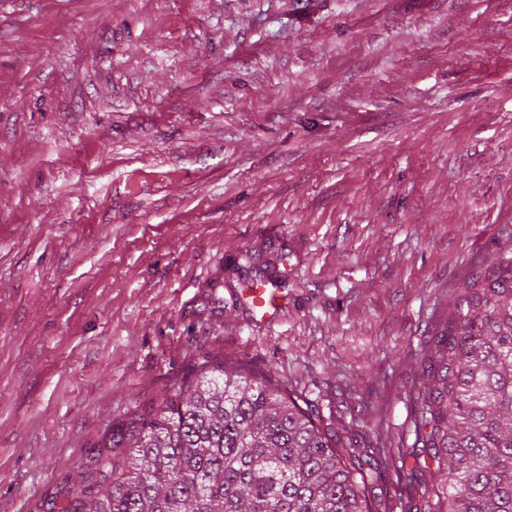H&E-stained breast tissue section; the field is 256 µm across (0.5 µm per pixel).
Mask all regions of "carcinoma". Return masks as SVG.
<instances>
[{
	"instance_id": "1",
	"label": "carcinoma",
	"mask_w": 512,
	"mask_h": 512,
	"mask_svg": "<svg viewBox=\"0 0 512 512\" xmlns=\"http://www.w3.org/2000/svg\"><path fill=\"white\" fill-rule=\"evenodd\" d=\"M428 448L447 455L445 512H512V256L463 284L429 359ZM98 479L50 512H369L376 468L288 391L208 359L112 428Z\"/></svg>"
}]
</instances>
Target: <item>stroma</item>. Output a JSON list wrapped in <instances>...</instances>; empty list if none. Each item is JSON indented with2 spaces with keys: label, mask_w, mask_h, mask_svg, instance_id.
I'll return each mask as SVG.
<instances>
[{
  "label": "stroma",
  "mask_w": 512,
  "mask_h": 512,
  "mask_svg": "<svg viewBox=\"0 0 512 512\" xmlns=\"http://www.w3.org/2000/svg\"><path fill=\"white\" fill-rule=\"evenodd\" d=\"M511 249L512 0H0V512L215 355L351 432L372 512H438L398 453ZM248 298L252 299L253 307L259 309L262 318L271 320L275 318L282 308V295L273 288H251L247 290Z\"/></svg>",
  "instance_id": "stroma-1"
}]
</instances>
